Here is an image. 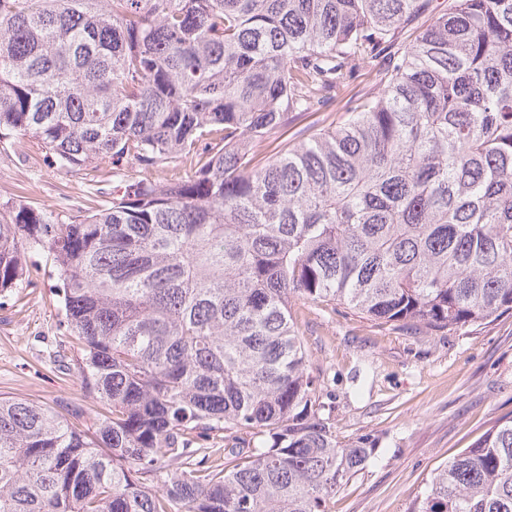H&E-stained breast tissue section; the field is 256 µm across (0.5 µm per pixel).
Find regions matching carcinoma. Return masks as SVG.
I'll use <instances>...</instances> for the list:
<instances>
[{"label":"carcinoma","instance_id":"1","mask_svg":"<svg viewBox=\"0 0 512 512\" xmlns=\"http://www.w3.org/2000/svg\"><path fill=\"white\" fill-rule=\"evenodd\" d=\"M429 2L0 0V141L124 183L0 203V294L49 254L60 367L108 406L0 397V512H328L374 449L336 439L291 302L512 313V0H448L344 123L278 140ZM408 512H512V415Z\"/></svg>","mask_w":512,"mask_h":512}]
</instances>
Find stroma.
<instances>
[{"label": "stroma", "mask_w": 512, "mask_h": 512, "mask_svg": "<svg viewBox=\"0 0 512 512\" xmlns=\"http://www.w3.org/2000/svg\"><path fill=\"white\" fill-rule=\"evenodd\" d=\"M82 201L80 176L43 155L18 157L0 143V201L57 208ZM37 285L0 296V397L58 406L79 401L85 425L103 411L53 361L70 337L59 326L57 272L46 253L31 257ZM338 441L369 439L375 452L345 484L330 512H407L433 469L493 422L512 413V314L479 327L428 330L381 325L346 311L291 304Z\"/></svg>", "instance_id": "obj_1"}]
</instances>
